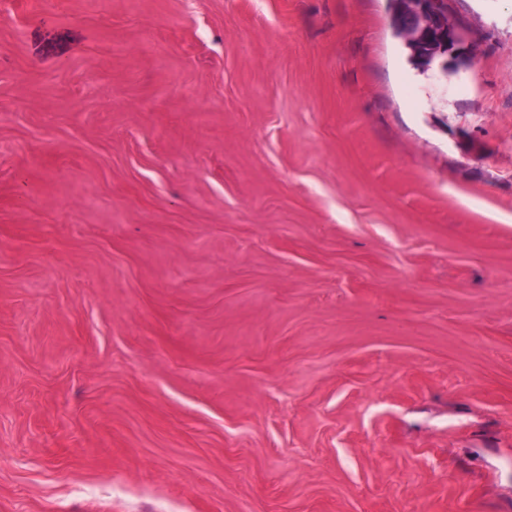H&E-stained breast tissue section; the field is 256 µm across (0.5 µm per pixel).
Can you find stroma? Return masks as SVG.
Instances as JSON below:
<instances>
[{"mask_svg":"<svg viewBox=\"0 0 512 512\" xmlns=\"http://www.w3.org/2000/svg\"><path fill=\"white\" fill-rule=\"evenodd\" d=\"M0 0V512H512V0ZM410 4V11L404 16L407 19V29L413 32V39L420 40L434 35L437 39L442 36L448 42L452 39L453 48L448 53L457 50L458 38L448 20L447 0H416Z\"/></svg>","mask_w":512,"mask_h":512,"instance_id":"1","label":"stroma"}]
</instances>
